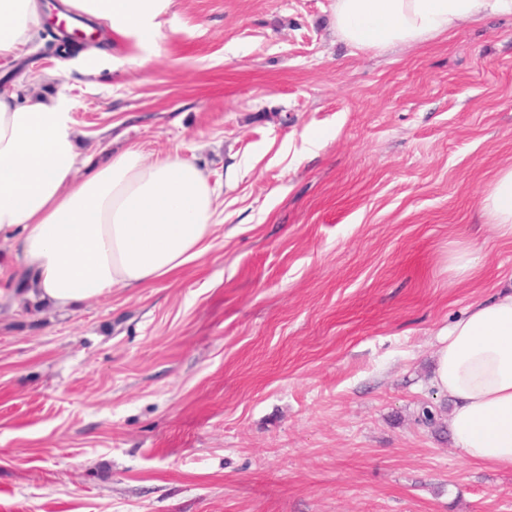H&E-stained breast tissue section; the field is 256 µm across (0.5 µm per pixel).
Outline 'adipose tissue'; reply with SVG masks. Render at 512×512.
<instances>
[{
  "instance_id": "ef3b65f1",
  "label": "adipose tissue",
  "mask_w": 512,
  "mask_h": 512,
  "mask_svg": "<svg viewBox=\"0 0 512 512\" xmlns=\"http://www.w3.org/2000/svg\"><path fill=\"white\" fill-rule=\"evenodd\" d=\"M147 64L176 0H68ZM512 0H333L337 34L358 47L411 45ZM39 26L37 0H0V58L15 55ZM68 101L32 88L24 102L0 93V246L13 247L32 284L29 299L59 309L115 288H148L210 248L224 219L219 193L191 160H146L129 147L91 163ZM490 227L512 237V166L482 192ZM434 386L448 395V426L466 459L512 467V289L496 291L443 332Z\"/></svg>"
}]
</instances>
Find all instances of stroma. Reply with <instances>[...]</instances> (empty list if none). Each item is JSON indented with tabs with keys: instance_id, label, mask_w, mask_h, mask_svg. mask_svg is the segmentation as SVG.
<instances>
[{
	"instance_id": "35a3bbf8",
	"label": "stroma",
	"mask_w": 512,
	"mask_h": 512,
	"mask_svg": "<svg viewBox=\"0 0 512 512\" xmlns=\"http://www.w3.org/2000/svg\"><path fill=\"white\" fill-rule=\"evenodd\" d=\"M332 2L177 0L144 67L48 27L0 61V93L69 100L87 156L192 159L224 210L153 287L0 305V512H512V467L458 453L431 382L440 331L512 284L480 217L512 16L357 48ZM448 262L455 276L466 278L478 265L477 251L473 247L461 248L449 256Z\"/></svg>"
}]
</instances>
